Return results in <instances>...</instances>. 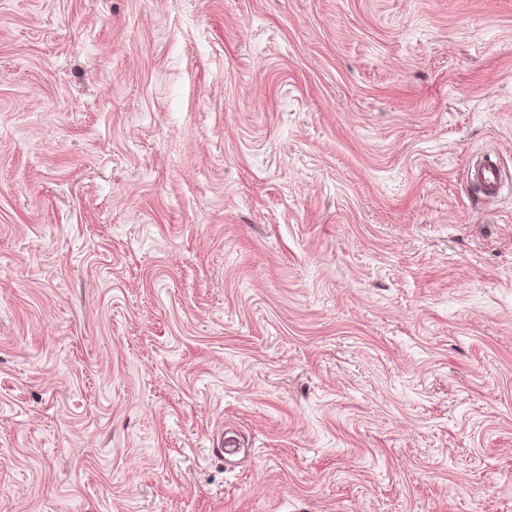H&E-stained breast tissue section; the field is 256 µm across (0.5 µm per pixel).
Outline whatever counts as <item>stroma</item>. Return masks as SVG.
Returning <instances> with one entry per match:
<instances>
[{"instance_id": "obj_1", "label": "stroma", "mask_w": 512, "mask_h": 512, "mask_svg": "<svg viewBox=\"0 0 512 512\" xmlns=\"http://www.w3.org/2000/svg\"><path fill=\"white\" fill-rule=\"evenodd\" d=\"M0 512H512V0H0ZM472 181L477 184L486 194L495 195L501 185V172L497 164L488 158L475 165L470 171Z\"/></svg>"}]
</instances>
